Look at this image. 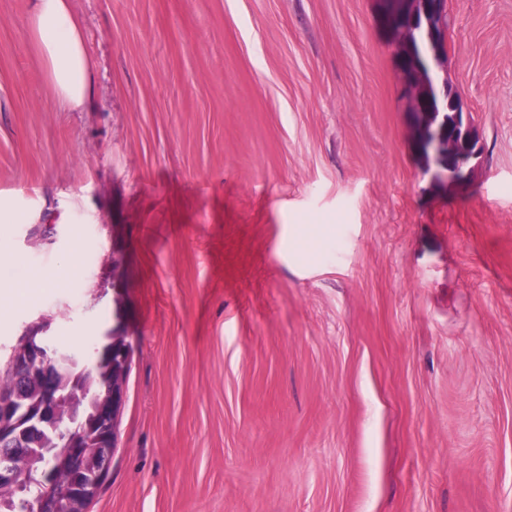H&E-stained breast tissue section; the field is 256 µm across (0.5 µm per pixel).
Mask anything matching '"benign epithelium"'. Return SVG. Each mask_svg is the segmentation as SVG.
<instances>
[{
    "instance_id": "obj_1",
    "label": "benign epithelium",
    "mask_w": 512,
    "mask_h": 512,
    "mask_svg": "<svg viewBox=\"0 0 512 512\" xmlns=\"http://www.w3.org/2000/svg\"><path fill=\"white\" fill-rule=\"evenodd\" d=\"M406 5L411 19L424 23L428 54L415 57L410 50L413 29L396 30L399 40L396 52L405 75V93L412 104L420 100L431 103L429 112H414L416 118V148L424 158L423 173L435 181L466 182L475 170L473 160L481 154L477 129L470 112L461 101L448 92V81L438 80L432 67L443 66L447 54L446 28L442 17L447 14L448 0H388ZM53 340L48 326L30 329L11 355V365L16 372H31L42 379L36 402L28 403L15 396L0 399V445L14 440H24L38 435L47 426L56 428L66 416H72L71 398L79 390L76 383L65 387L48 377V353ZM127 378L123 370L115 368L112 382L104 396L95 401L94 415L80 427L68 433L62 456L73 470L67 506L75 512H86L103 486L109 468L101 458H111L118 447V419L126 399ZM29 452L27 448H12L0 456V487L19 493L22 482L17 478L14 459ZM24 506L26 512H58L59 503L50 491L19 501L7 498L0 503L6 509L15 504Z\"/></svg>"
}]
</instances>
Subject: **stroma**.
I'll return each mask as SVG.
<instances>
[{
  "label": "stroma",
  "instance_id": "1",
  "mask_svg": "<svg viewBox=\"0 0 512 512\" xmlns=\"http://www.w3.org/2000/svg\"><path fill=\"white\" fill-rule=\"evenodd\" d=\"M0 0V362L121 315L89 512H512V0H448L470 182L423 176L382 0H71L59 111ZM75 268H67L69 257ZM55 287V283L42 279L36 275L24 279L0 283V304L13 306L28 303L33 296L44 289Z\"/></svg>",
  "mask_w": 512,
  "mask_h": 512
}]
</instances>
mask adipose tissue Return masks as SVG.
<instances>
[{"mask_svg": "<svg viewBox=\"0 0 512 512\" xmlns=\"http://www.w3.org/2000/svg\"><path fill=\"white\" fill-rule=\"evenodd\" d=\"M28 27L55 101L71 110L85 108L93 93L91 61L69 0H31Z\"/></svg>", "mask_w": 512, "mask_h": 512, "instance_id": "1", "label": "adipose tissue"}]
</instances>
